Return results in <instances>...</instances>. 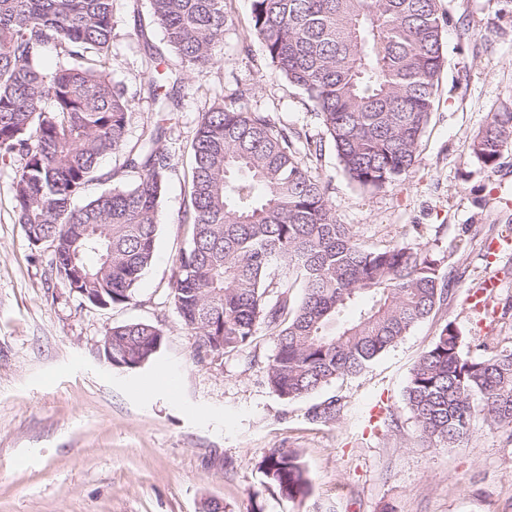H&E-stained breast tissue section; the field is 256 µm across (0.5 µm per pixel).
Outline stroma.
Returning <instances> with one entry per match:
<instances>
[{
  "mask_svg": "<svg viewBox=\"0 0 512 512\" xmlns=\"http://www.w3.org/2000/svg\"><path fill=\"white\" fill-rule=\"evenodd\" d=\"M444 64L416 165L379 189L343 172L325 128L300 90L277 76L251 35L250 0H226L233 19L221 60L175 88L179 110L164 142L172 169L161 204L154 261L134 297L92 305L58 278L49 245H31L16 221L13 173L0 168V512H512V442L474 412L452 448L422 441L405 401L410 370L439 329L452 324L463 350L496 336L512 347V145L495 170L471 151L489 113L512 104V0H439ZM176 55L151 23L145 0H117L112 78L132 98L130 135L155 116L145 55ZM242 91L241 107L321 142L305 156L339 223L368 248L412 244L443 257L445 301L363 372L293 401L268 386L276 340L220 359L171 304L173 272L189 227L183 174L187 148L216 92ZM498 280L495 288L487 280ZM494 308L493 318L476 300ZM143 321L164 332L158 354L125 370L104 358L113 326ZM337 399L331 423L308 412ZM276 448L298 451L311 480L304 501L266 484L260 466Z\"/></svg>",
  "mask_w": 512,
  "mask_h": 512,
  "instance_id": "1",
  "label": "stroma"
}]
</instances>
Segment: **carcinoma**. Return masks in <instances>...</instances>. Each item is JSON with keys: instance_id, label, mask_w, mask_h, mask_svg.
<instances>
[{"instance_id": "1", "label": "carcinoma", "mask_w": 512, "mask_h": 512, "mask_svg": "<svg viewBox=\"0 0 512 512\" xmlns=\"http://www.w3.org/2000/svg\"><path fill=\"white\" fill-rule=\"evenodd\" d=\"M115 2L0 0V168L15 171L17 222L32 245L51 243L61 280L87 290L86 301L109 304L132 298L154 260L171 169L163 122L178 107L151 81L161 117L129 140L131 99L111 77ZM146 4L185 72L218 62L231 22L225 0ZM250 31L276 74L312 104L350 181L381 188L415 165L444 63L438 0H251ZM49 48L52 70L43 63ZM511 144L505 105L490 113L471 150L492 169ZM190 151L180 223L191 232L172 303L199 355L234 351L264 327L277 338L267 384L293 400L364 371L443 299L441 260L409 244L360 246L350 225L336 221L288 129L269 116L221 94L201 114ZM107 155L121 159L110 173L100 166ZM106 182L77 203L88 185ZM353 306L357 314L343 319ZM106 335L112 366L133 370L159 352L164 332L129 322ZM462 345L445 324L405 390L419 435L434 448L468 434L476 401L512 439V348L486 341L485 354L468 357ZM339 412L332 400L309 416L328 422ZM261 469L282 497L310 494L297 452L275 449Z\"/></svg>"}]
</instances>
